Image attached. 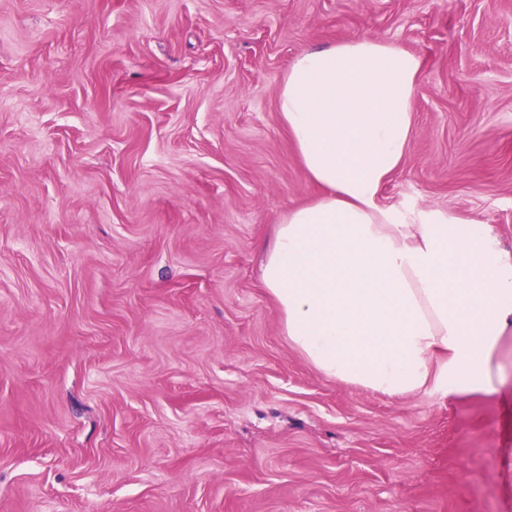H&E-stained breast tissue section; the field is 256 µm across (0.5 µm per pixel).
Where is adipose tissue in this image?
Here are the masks:
<instances>
[{
    "label": "adipose tissue",
    "instance_id": "ef3b65f1",
    "mask_svg": "<svg viewBox=\"0 0 512 512\" xmlns=\"http://www.w3.org/2000/svg\"><path fill=\"white\" fill-rule=\"evenodd\" d=\"M421 58L373 34L308 49L277 106L324 193L291 209L261 268L289 345L391 398L491 395L512 331V253L488 225L379 201L414 133Z\"/></svg>",
    "mask_w": 512,
    "mask_h": 512
}]
</instances>
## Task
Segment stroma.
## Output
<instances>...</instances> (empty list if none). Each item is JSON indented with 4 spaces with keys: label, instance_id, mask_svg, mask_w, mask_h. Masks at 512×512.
I'll list each match as a JSON object with an SVG mask.
<instances>
[{
    "label": "stroma",
    "instance_id": "35a3bbf8",
    "mask_svg": "<svg viewBox=\"0 0 512 512\" xmlns=\"http://www.w3.org/2000/svg\"><path fill=\"white\" fill-rule=\"evenodd\" d=\"M420 55L380 195L512 251V0H0V512H512L498 393L319 374L260 280L320 193L277 110L292 60Z\"/></svg>",
    "mask_w": 512,
    "mask_h": 512
}]
</instances>
